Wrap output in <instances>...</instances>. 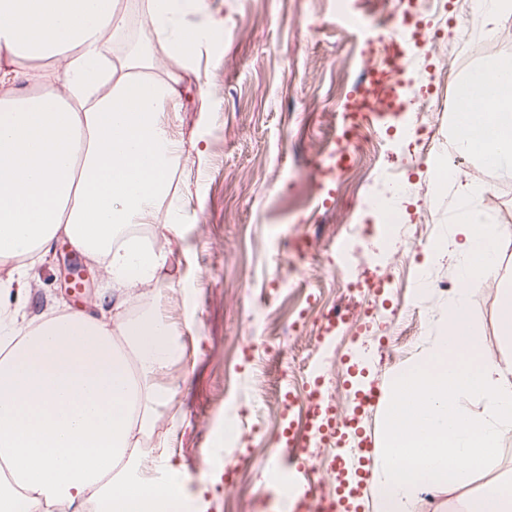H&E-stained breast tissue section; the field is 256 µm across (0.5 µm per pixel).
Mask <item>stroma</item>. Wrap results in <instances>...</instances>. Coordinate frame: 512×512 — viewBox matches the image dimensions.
I'll return each mask as SVG.
<instances>
[{
    "instance_id": "35a3bbf8",
    "label": "stroma",
    "mask_w": 512,
    "mask_h": 512,
    "mask_svg": "<svg viewBox=\"0 0 512 512\" xmlns=\"http://www.w3.org/2000/svg\"><path fill=\"white\" fill-rule=\"evenodd\" d=\"M217 28L185 70L157 46L139 14L131 16L130 40L154 44L156 73L179 78L177 111L165 122L184 148L173 173L180 234L172 238L167 273L155 286L154 305L181 339L182 358L158 380L172 391L171 413L156 423L163 452L152 467L164 471L180 496L197 512H280V496L264 469L285 447L288 423L304 429V405L291 419L267 416L265 397L303 390L311 368L323 356L343 360L362 342L379 344L395 324L408 333L399 353L385 363H365L362 387L387 391L392 380L428 346L448 299L430 297L418 306L421 277L457 280L454 262L436 248L449 236L446 222L456 194L437 195L432 161L448 148L449 109L416 107L390 117L371 132L368 145L339 176L336 198L323 207L315 188L313 161L336 136V116L359 71L362 35L343 23L353 13L374 29L389 19L385 0H207ZM437 34L439 52L415 51L408 70L414 92L447 95L448 60L468 16L446 23L440 14L424 17ZM384 168L411 177V190L392 205L403 218L404 236L419 248L411 254L386 250L378 241L351 240L354 222L373 224L374 210L355 212L351 203ZM464 169L479 188L503 241L499 259L512 272V187L495 185L489 170ZM357 254L353 272L387 276L383 294L361 288L373 317L343 325L318 340L322 317L335 308L347 282L334 259L338 247ZM83 266L89 278L82 299L62 286L66 261ZM32 286L22 297L6 296L27 320L38 321L63 304L74 312L96 313L106 286L100 265L67 239H57L46 258L28 269ZM276 317L297 324L300 333L272 336L259 324ZM469 318L483 339L488 360L512 356L497 335V285L481 284L469 301ZM233 417L241 435L227 448L218 431ZM238 465L224 485L225 463Z\"/></svg>"
}]
</instances>
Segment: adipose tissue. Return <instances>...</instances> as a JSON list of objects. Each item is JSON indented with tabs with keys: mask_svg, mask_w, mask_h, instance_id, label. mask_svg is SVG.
Listing matches in <instances>:
<instances>
[{
	"mask_svg": "<svg viewBox=\"0 0 512 512\" xmlns=\"http://www.w3.org/2000/svg\"><path fill=\"white\" fill-rule=\"evenodd\" d=\"M203 0H141L157 42L192 68L214 30ZM124 54H117L119 45ZM0 52L36 62L44 93L0 70V262L4 290L26 285L24 260L58 238L101 263L114 303L100 315L37 322L0 304V512H179L175 486L145 481L139 434L170 399L158 374L177 358L153 288L166 249L127 226L167 220L178 235L171 177L181 157L164 124L176 76L155 75L151 45L127 41L123 0H0ZM147 302L131 318L130 296Z\"/></svg>",
	"mask_w": 512,
	"mask_h": 512,
	"instance_id": "obj_1",
	"label": "adipose tissue"
}]
</instances>
